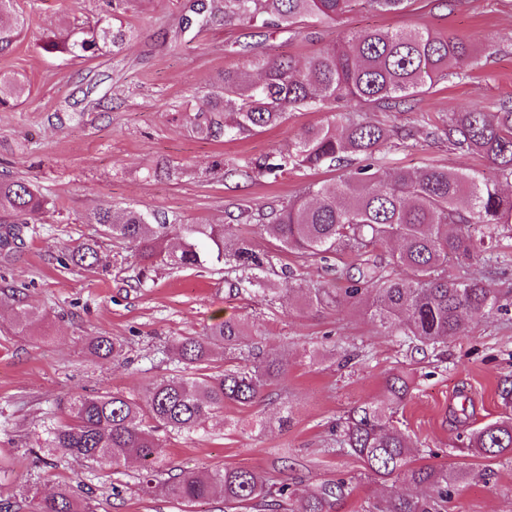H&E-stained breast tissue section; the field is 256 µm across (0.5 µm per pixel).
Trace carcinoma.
Instances as JSON below:
<instances>
[{
	"mask_svg": "<svg viewBox=\"0 0 512 512\" xmlns=\"http://www.w3.org/2000/svg\"><path fill=\"white\" fill-rule=\"evenodd\" d=\"M407 0H192L181 18L180 32L212 26L245 25L289 32L302 25L336 22L358 6L373 12L395 13ZM0 54L12 49L24 26L16 17V0H0ZM128 30L112 24L109 15L97 18L88 29L73 26L46 40L42 49L73 57H92L107 45L119 53ZM470 45L450 34L428 28L362 29L319 50L304 66L290 56H260L250 69H226L205 94L206 103L187 116L194 131L206 139L244 138L282 122L301 109L357 112L374 107L397 110L411 98L433 89L448 78V69L465 64ZM25 93L18 78L0 74V108L14 106ZM453 149L476 154L493 169V176L474 169H448L427 165L400 170L389 178L381 174L382 153L391 140L384 124L349 117L306 129L291 149L266 155L226 174L253 178L290 170H317L336 162H351L335 179L312 182L277 210L259 215L281 247L307 257L324 258L341 251L362 263L358 276L339 294L311 288L292 275L278 289L284 303L295 299L308 309L331 303L360 306L367 318L387 334L405 336L421 346L437 344L464 331L469 321L491 313L498 296L484 278L466 268L493 259L501 248L502 229L512 224V194L502 183L512 181V105L492 109L473 107L430 132ZM49 201L23 180L0 176V254L9 257L21 244L30 220L48 211ZM91 220L107 236L122 240L153 263L180 268L198 267L210 256L254 272L253 286H263L259 274L269 264L244 238L226 250L224 239L233 235L224 224H169L155 215L133 209L114 210L102 205ZM482 227L476 236L471 225ZM173 237L180 240L176 253L166 252ZM398 241L390 265L405 271L392 276L387 266L366 258L378 248ZM97 243H82L71 261L84 265L97 257ZM464 269L448 274V263ZM16 324L27 331L41 321L34 309L19 304ZM248 324L229 318L202 336H183L173 344L177 373L152 381L141 400L104 391L78 395L66 402L65 420L50 428L44 439L47 451H60L98 467L114 470L134 458L143 466L141 484L148 492L157 482L164 448L161 431L194 433L226 404L248 406L261 390L278 382L286 368L275 352L260 351L244 366L208 374L217 349L227 359L241 349ZM94 350L120 356V345L107 336L92 339ZM411 390L408 376L395 374L385 383L382 399L348 411L340 443L377 478L400 476L405 483L425 486V495H397L376 512H447L448 493L458 474L445 466L416 464L409 437L394 424L393 415ZM484 457L512 454V421L490 423L475 432L471 444ZM345 484L320 486L307 497L292 500L288 485L275 486L259 473L226 467L210 473H182L165 482L168 496L192 504L216 493L228 505H246L258 512H333ZM33 512H92L88 499L61 488L38 501Z\"/></svg>",
	"mask_w": 512,
	"mask_h": 512,
	"instance_id": "cac0c4a2",
	"label": "carcinoma"
}]
</instances>
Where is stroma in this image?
<instances>
[{
  "label": "stroma",
  "instance_id": "obj_1",
  "mask_svg": "<svg viewBox=\"0 0 512 512\" xmlns=\"http://www.w3.org/2000/svg\"><path fill=\"white\" fill-rule=\"evenodd\" d=\"M188 6L189 0H125L117 21L133 34L126 49L73 58L43 51L42 37L94 23L108 0H17L25 31L0 54V73L22 80L29 93L19 106L0 109V174L39 186L53 206L32 220L24 246L0 259V289L8 285L15 294L0 297V461L11 464L0 472V499L13 501L15 512H30L32 499L66 484L89 496L95 512H231L219 495L186 505L160 490L143 493L137 462L115 471L47 454L39 444L45 426L64 418L70 396L113 390L138 397L172 372L165 352L172 339L203 335L234 317L249 326L244 350L277 352L288 371L254 404L226 405L196 433L163 435L168 473L244 468L288 483L297 498L342 479L347 488L336 512H366L369 503L408 486L394 476L368 477L360 460L331 446L330 430L350 408L381 398L388 376L405 371L413 384L395 421L431 464L459 472L448 512H512V456L485 458L465 448L472 432L512 417V403L503 399L512 389V248L485 275L504 310L420 351L382 333L358 307L316 312L270 301L221 262L145 268L126 243L88 221L110 204L172 224H228L268 255L262 274L268 287L280 286L285 267L314 287H346L355 259L322 262L284 251L254 220L308 183L338 177L337 168L249 180L223 173L287 150L330 113L296 110L263 132L217 140L193 133L187 114L201 107L219 73L247 68L252 53L285 52L304 62L360 29L428 27L467 40L473 57L463 77L441 81L400 110L366 112L367 120L398 134L384 168L488 170L483 158L429 141L426 133L473 105L512 100V0H412L400 13L359 8L336 23L291 33L214 25L183 37L179 22ZM90 239L99 242L97 261L73 265L70 251ZM18 297L41 313L36 330L16 328ZM94 336L122 344V356L94 354L87 347Z\"/></svg>",
  "mask_w": 512,
  "mask_h": 512
}]
</instances>
